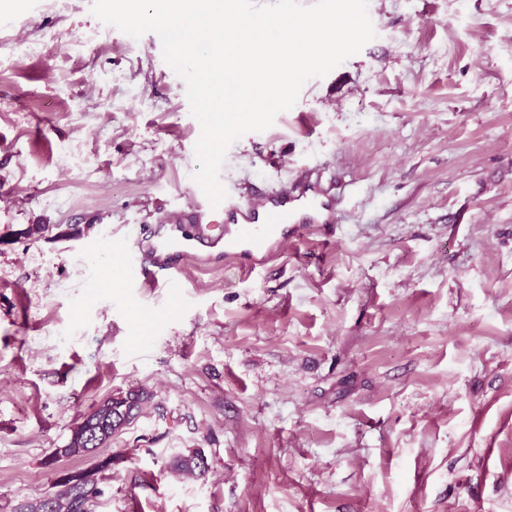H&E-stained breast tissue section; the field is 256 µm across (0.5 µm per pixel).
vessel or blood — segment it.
<instances>
[{
	"instance_id": "obj_1",
	"label": "vessel or blood",
	"mask_w": 512,
	"mask_h": 512,
	"mask_svg": "<svg viewBox=\"0 0 512 512\" xmlns=\"http://www.w3.org/2000/svg\"><path fill=\"white\" fill-rule=\"evenodd\" d=\"M335 214L334 200L310 182L292 191L228 197L216 207L197 201L188 209L170 214L163 222V232L147 240L143 255L122 247L108 250L107 255L124 285L153 284L160 272L170 287L176 288L187 264H205L204 249L223 246L224 258L249 273L302 237L308 225L334 223ZM219 217L224 220V234L220 237L214 234Z\"/></svg>"
}]
</instances>
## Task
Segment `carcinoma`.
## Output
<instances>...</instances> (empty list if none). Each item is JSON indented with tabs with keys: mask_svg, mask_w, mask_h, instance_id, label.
<instances>
[{
	"mask_svg": "<svg viewBox=\"0 0 512 512\" xmlns=\"http://www.w3.org/2000/svg\"><path fill=\"white\" fill-rule=\"evenodd\" d=\"M153 395L145 390L129 391L110 396L95 408L90 415L78 422L71 430L67 442L68 456L80 455V449L88 447V435L95 431V420H102L107 415L119 417L117 424L102 428L103 435L98 447H103L112 437L122 431L123 427L136 419L143 409L152 403ZM205 460L204 453L199 449H189L172 457L170 468L186 476H200L206 467L201 465ZM113 459L110 456L97 461L90 470H65L59 473L54 487L60 490L57 512H89V507L102 489L98 487L96 475L112 469Z\"/></svg>",
	"mask_w": 512,
	"mask_h": 512,
	"instance_id": "1",
	"label": "carcinoma"
}]
</instances>
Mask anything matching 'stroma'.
Wrapping results in <instances>:
<instances>
[{
  "label": "stroma",
  "instance_id": "1",
  "mask_svg": "<svg viewBox=\"0 0 512 512\" xmlns=\"http://www.w3.org/2000/svg\"><path fill=\"white\" fill-rule=\"evenodd\" d=\"M93 3L0 0V512L106 456L91 512H512V0H368L375 39L220 171H315L336 224L178 297L91 249L193 200L201 134L159 36ZM134 388L154 406L55 457ZM188 448L205 475L170 472ZM153 395L145 390L128 391L125 394L118 393L117 395L110 396L105 399L102 403L95 408L90 415L82 418L71 430V435L68 439L66 447L69 449L68 456H81L80 448L88 447V435L94 433L95 429L100 426L102 419L108 415L116 414L117 419L122 417L121 420L117 421L116 425H108L103 427V435L99 439L98 446L95 448H101L109 441L112 437L122 431L124 425H128L131 420L136 419L142 413L143 409L152 403ZM98 419V424H93V421Z\"/></svg>",
  "mask_w": 512,
  "mask_h": 512
}]
</instances>
